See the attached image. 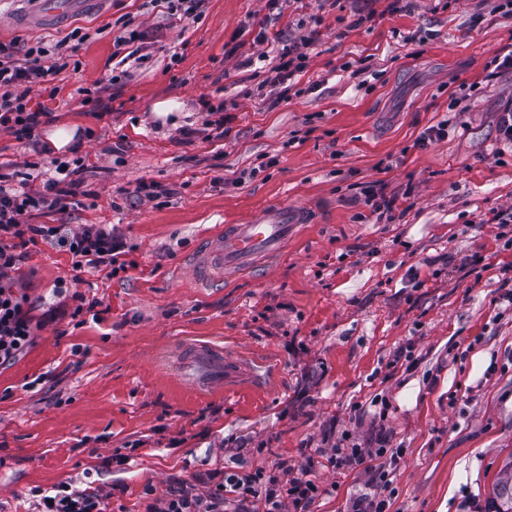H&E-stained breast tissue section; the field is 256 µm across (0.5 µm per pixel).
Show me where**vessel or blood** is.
Here are the masks:
<instances>
[{
  "instance_id": "b4317fda",
  "label": "vessel or blood",
  "mask_w": 512,
  "mask_h": 512,
  "mask_svg": "<svg viewBox=\"0 0 512 512\" xmlns=\"http://www.w3.org/2000/svg\"><path fill=\"white\" fill-rule=\"evenodd\" d=\"M29 18L57 21L80 11L86 0H23ZM302 212L288 207L257 211L242 224H228L210 236L198 263L200 276L214 272L245 271L260 259L278 254L286 245L297 224L304 221ZM185 361L194 370L198 386L209 388L234 376L236 363L225 357L223 348L207 344H190L184 348Z\"/></svg>"
}]
</instances>
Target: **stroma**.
<instances>
[{
  "mask_svg": "<svg viewBox=\"0 0 512 512\" xmlns=\"http://www.w3.org/2000/svg\"><path fill=\"white\" fill-rule=\"evenodd\" d=\"M143 2L32 24L0 0L2 42L89 34L68 48L79 67L57 98L30 91L49 121L29 139L0 132V171L84 158L65 209L34 221L114 230L134 262L112 276L73 269L58 244L29 247L16 286L41 327L0 367V512H37L35 490L63 483L102 494L104 512H146L176 482L203 491L214 473L309 455L312 512H351L370 475L326 465L338 444L400 449L386 512H486L512 454V246L491 222L512 207L499 131L512 67L498 65L512 14L501 0H204L179 20ZM127 18L150 58L114 85ZM309 33L304 72L270 83L283 44ZM165 99L180 111L160 116ZM212 106L226 137L204 124ZM62 124L75 139L48 153ZM265 155L276 164L234 182ZM370 188L391 212L365 205ZM276 203L312 223L249 271L195 279L209 236ZM81 299L94 305L83 324L45 320ZM189 342L239 359L228 388L184 378ZM402 350L412 367L394 365Z\"/></svg>",
  "mask_w": 512,
  "mask_h": 512,
  "instance_id": "1",
  "label": "stroma"
}]
</instances>
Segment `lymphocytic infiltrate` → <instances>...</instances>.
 I'll list each match as a JSON object with an SVG mask.
<instances>
[{"label":"lymphocytic infiltrate","mask_w":512,"mask_h":512,"mask_svg":"<svg viewBox=\"0 0 512 512\" xmlns=\"http://www.w3.org/2000/svg\"><path fill=\"white\" fill-rule=\"evenodd\" d=\"M59 46L43 45L23 48L0 43V131L16 139H28L43 123V112L34 109L29 97L33 85L45 84L48 76L66 69V62L58 61ZM68 164L56 165L44 191L32 195L29 191L10 186L9 177L0 174V234L8 235L7 243H0V367L11 365L16 357L33 345L36 327L25 306L26 294L15 286L13 274L22 261L24 248L56 236L58 229L49 224L32 221L34 209H60L62 201L75 195L78 182ZM72 256L74 269L109 267L111 273L126 271L128 264L121 237L113 231L92 226L73 232L65 241ZM386 448L366 451L360 448H338L329 456L328 463L336 469H349L373 459V472L379 494L357 499L353 512H384L386 502L381 491L389 487V472L383 461ZM313 457H306L299 470L283 474H265L263 471L239 476L226 474L205 491L195 486L176 483L168 494L149 504L147 512H224L226 503L236 505L235 512H250V500L263 501L264 512H310L321 495V489L311 473ZM41 512H102L101 496L86 491H72L59 485L42 491Z\"/></svg>","instance_id":"obj_1"}]
</instances>
